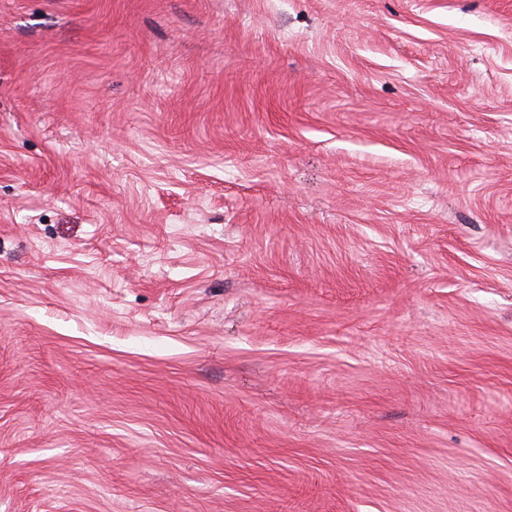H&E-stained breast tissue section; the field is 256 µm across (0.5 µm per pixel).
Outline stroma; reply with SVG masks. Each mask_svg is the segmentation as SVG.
<instances>
[{"mask_svg": "<svg viewBox=\"0 0 512 512\" xmlns=\"http://www.w3.org/2000/svg\"><path fill=\"white\" fill-rule=\"evenodd\" d=\"M0 512H512V0H0Z\"/></svg>", "mask_w": 512, "mask_h": 512, "instance_id": "stroma-1", "label": "stroma"}]
</instances>
